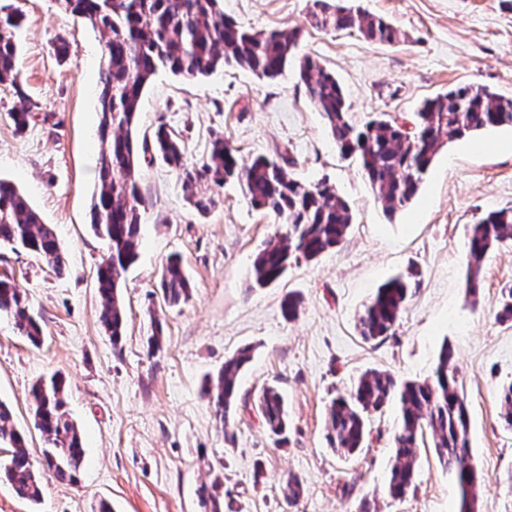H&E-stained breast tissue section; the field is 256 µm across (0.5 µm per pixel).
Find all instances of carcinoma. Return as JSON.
Returning a JSON list of instances; mask_svg holds the SVG:
<instances>
[{
    "instance_id": "cac0c4a2",
    "label": "carcinoma",
    "mask_w": 512,
    "mask_h": 512,
    "mask_svg": "<svg viewBox=\"0 0 512 512\" xmlns=\"http://www.w3.org/2000/svg\"><path fill=\"white\" fill-rule=\"evenodd\" d=\"M75 20L90 24L104 39L105 58L97 107L100 121L99 176L91 198V228L109 241L110 253L97 270L100 322L112 344L121 343L127 320L121 282L138 259L144 199L138 186L137 146L132 136L146 85L161 69L187 78L206 77L219 68H239L259 79L283 74L292 62L300 34L293 30L250 32L224 16L220 0H58ZM310 16L323 30H356L382 44H396L401 33L383 18L360 9L313 0ZM21 21L0 16V83L15 84ZM297 73L306 93L322 112L337 148L359 156L363 170L388 217L417 195L423 176L446 140L502 126L512 127V97L487 87L459 85L430 98L415 112L409 128L391 117L374 119L357 130L348 120L346 99L336 76L305 55ZM154 151L174 167L181 166L179 139L170 131L156 132ZM216 186L236 182L251 204L281 224L277 243H268L253 262L251 276L263 288L276 282L292 262L312 260L339 246L353 221L349 205L326 181L315 184L295 178L284 165L266 157L239 162L224 138L212 141L207 160L183 171V187L199 212L212 200L193 193L196 183ZM512 239V209L487 213L471 225L466 292L477 298L483 261L498 244ZM0 243L20 246L61 275L65 257L50 225L42 222L26 197L10 180L0 178ZM415 275L397 276L380 286L357 317V329L367 342L390 335L408 300L416 293ZM160 288L176 306L190 297V282L181 259L170 257L163 266ZM13 322L16 333L32 344L42 342L41 325L26 294L6 275H0V315ZM244 348L224 361L204 393L225 421L237 399L238 378L250 361ZM35 428L48 448L42 470L34 468L23 434L11 410L0 402V445L7 455L0 460V480L10 483L16 496L31 504L41 501L43 476L70 484L79 481L84 448L80 431L66 409L65 381L57 376L39 380L31 388ZM502 417L512 427V383L498 392ZM396 402L400 416L393 435V464L383 494L400 501L414 489L417 448L429 434L441 466L460 490L459 512H477L480 480L470 448V417L459 383L451 347L443 345L432 374L420 380L399 381L386 371L362 373L345 395L328 408L327 439L342 459L365 450L370 435L368 416ZM258 408L276 441H286L288 430L284 398L273 385L262 388ZM222 483L214 478L199 494L210 512H224Z\"/></svg>"
}]
</instances>
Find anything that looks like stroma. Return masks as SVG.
I'll list each match as a JSON object with an SVG mask.
<instances>
[{"label": "stroma", "mask_w": 512, "mask_h": 512, "mask_svg": "<svg viewBox=\"0 0 512 512\" xmlns=\"http://www.w3.org/2000/svg\"><path fill=\"white\" fill-rule=\"evenodd\" d=\"M404 33L389 45L354 30L325 32L309 22L310 0H222L226 16L254 31L299 30V54L316 58L339 80L354 126L376 114L413 121L417 105L462 84L512 97V0H344ZM24 16L19 83L0 84V177L12 180L49 224L67 269L55 275L20 248L0 244L8 268L45 330L40 346L0 316V402L26 437L33 463L45 442L33 426L29 392L52 375L66 382L67 409L85 456L78 484L44 481L39 504L18 499L0 481V512H205L196 494L210 469L234 512H356L376 496L379 512H458L454 484L431 445L420 446L415 489L400 501L382 496L396 410L373 413L370 447L344 461L326 439V411L369 369L402 380L432 372L442 344L454 351L470 413V447L482 476L477 512H512V429L497 397L512 382V322L497 318L512 289V240L485 258L477 298L466 294L469 229L491 211L512 209V127L448 141L416 198L387 218L358 161L338 151L321 113L295 71L275 80L236 68L207 77L159 71L141 100L134 134L152 141L159 126L180 140L185 167L199 166L216 135L242 160L286 162L305 182L332 183L350 206L345 240L312 261H299L266 288L251 285L256 253L276 238L272 217L252 207L239 186L202 182L208 214L189 203L179 169L155 153L139 156L145 204L137 262L121 293L127 333L113 344L100 321L96 271L108 253L90 228L97 182L96 96L104 41L57 0H0ZM68 44L58 60L52 44ZM33 118L18 130L12 112ZM183 261L188 301L168 305L160 288L171 255ZM417 273L420 286L391 336L364 341L355 323L376 289ZM300 300L288 319L282 301ZM160 336L151 348V336ZM250 348L239 399L220 421L202 389L225 359ZM277 386L288 409L286 444L269 436L258 392ZM303 492L283 497L288 476Z\"/></svg>", "instance_id": "stroma-1"}]
</instances>
